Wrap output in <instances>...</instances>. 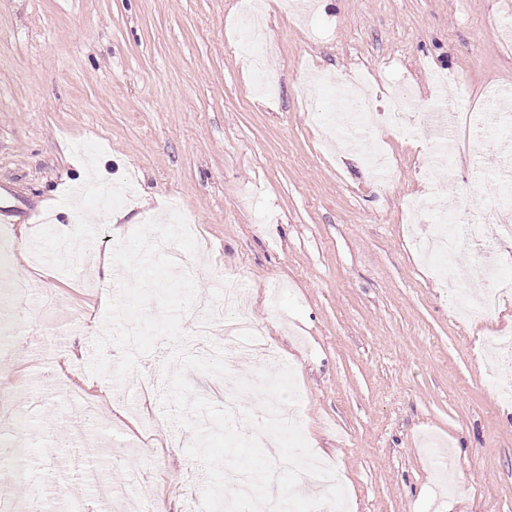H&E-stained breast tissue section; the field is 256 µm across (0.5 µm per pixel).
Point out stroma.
I'll list each match as a JSON object with an SVG mask.
<instances>
[{"label":"stroma","mask_w":512,"mask_h":512,"mask_svg":"<svg viewBox=\"0 0 512 512\" xmlns=\"http://www.w3.org/2000/svg\"><path fill=\"white\" fill-rule=\"evenodd\" d=\"M306 20L266 0V62L281 81L256 96L235 49L231 0H0V196L46 201L43 223L0 235V274L49 289L51 309L27 327L56 333L60 354L0 358V378L31 410L23 437L38 512H64L97 492L80 481L85 458L126 512L165 505L188 512L204 473L184 452L188 430L147 435L171 348L160 343L124 385L91 375L87 327L104 316L93 263L177 203L199 244L198 302L230 274L258 331L289 364L302 399L303 435L334 470L348 512H512V367L487 378L490 342L512 336V297L486 321L461 324L434 263L419 246L431 223H409L405 198L459 215L466 191L491 186L512 208V176L477 169L512 137V123L472 135L497 89L512 90V0H310ZM318 29L320 38L310 36ZM365 71L369 107L389 83L415 86L407 138L358 128L359 148L325 144L336 84ZM462 113L453 159L433 154L419 115L437 101ZM383 151L393 183L373 176ZM96 169L104 188L128 186L132 204L75 235L70 197ZM31 243L21 256L20 237ZM95 427L78 429L85 399Z\"/></svg>","instance_id":"obj_1"}]
</instances>
